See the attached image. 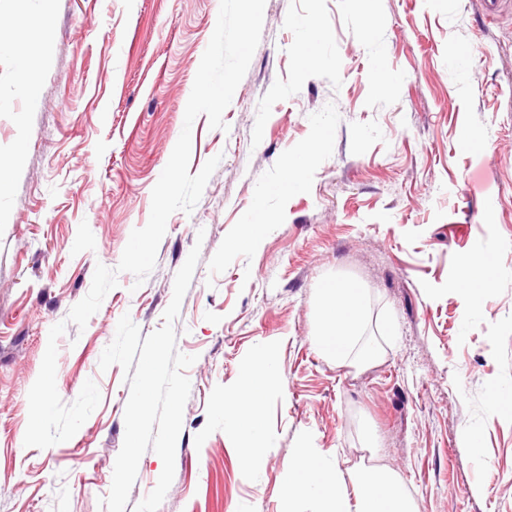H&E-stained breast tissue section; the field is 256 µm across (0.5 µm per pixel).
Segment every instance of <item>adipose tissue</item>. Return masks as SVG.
Masks as SVG:
<instances>
[{
  "instance_id": "obj_1",
  "label": "adipose tissue",
  "mask_w": 512,
  "mask_h": 512,
  "mask_svg": "<svg viewBox=\"0 0 512 512\" xmlns=\"http://www.w3.org/2000/svg\"><path fill=\"white\" fill-rule=\"evenodd\" d=\"M321 296L323 329L315 338L317 349L340 364L369 365L379 360V344L359 334L361 290L350 283H330ZM280 373L270 348H263L241 387L224 395L220 411L224 432L241 442L245 470L255 468L270 446L258 404ZM285 497L291 502L312 499L318 512H417L400 475L388 466L360 463L345 473L316 448L295 449Z\"/></svg>"
}]
</instances>
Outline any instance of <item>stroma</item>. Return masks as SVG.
<instances>
[{
	"label": "stroma",
	"mask_w": 512,
	"mask_h": 512,
	"mask_svg": "<svg viewBox=\"0 0 512 512\" xmlns=\"http://www.w3.org/2000/svg\"><path fill=\"white\" fill-rule=\"evenodd\" d=\"M218 11L217 0H0V42L26 45L39 90L21 96L16 58L0 53V512H106L129 385L99 359L123 314L144 336L163 325L195 247L174 329L196 361L158 512H317L284 497L294 449L346 471L369 431L418 512H512V417L489 402L492 387L512 388V5L492 14L483 0H266L225 129L203 114L192 125L190 173L221 158L198 204L169 217L143 284L120 273L85 329L67 324L58 341L62 401L91 379L100 404L68 441L25 446L49 330L146 225ZM310 33L319 63L305 68ZM462 47L464 77L452 62ZM382 72L398 78L383 92ZM322 128L331 139L313 148ZM467 131L483 149L462 147ZM258 202L272 224L252 245ZM487 248L497 273L476 303L461 263ZM333 280L362 288L379 362L316 351L319 290ZM266 344L282 377L260 403L272 446L248 474L218 408Z\"/></svg>",
	"instance_id": "35a3bbf8"
}]
</instances>
